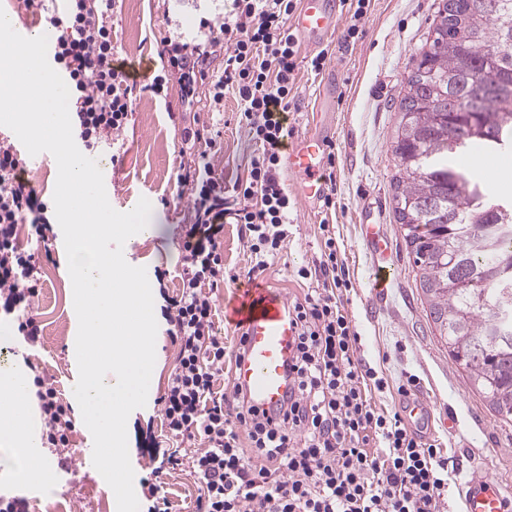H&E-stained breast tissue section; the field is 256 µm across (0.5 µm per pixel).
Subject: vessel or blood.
Masks as SVG:
<instances>
[{"label": "vessel or blood", "mask_w": 512, "mask_h": 512, "mask_svg": "<svg viewBox=\"0 0 512 512\" xmlns=\"http://www.w3.org/2000/svg\"><path fill=\"white\" fill-rule=\"evenodd\" d=\"M341 24L339 5L334 0H302L292 28L307 40L333 35ZM325 142L316 135L293 138L288 148V171L296 184L300 202L320 198ZM496 151H479L462 156L461 167L479 165L493 174L503 161ZM288 299L273 288L244 289L232 310L231 319L245 334V353L234 365V373L251 402L264 410L279 406L288 388V359L295 331L288 314ZM462 512H506V498L488 475H474L460 493Z\"/></svg>", "instance_id": "obj_1"}]
</instances>
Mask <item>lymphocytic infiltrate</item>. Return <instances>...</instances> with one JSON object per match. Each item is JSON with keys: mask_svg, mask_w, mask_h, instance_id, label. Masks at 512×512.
I'll return each mask as SVG.
<instances>
[{"mask_svg": "<svg viewBox=\"0 0 512 512\" xmlns=\"http://www.w3.org/2000/svg\"><path fill=\"white\" fill-rule=\"evenodd\" d=\"M222 22L205 19V39L195 47L166 41L171 75L182 106H193L208 86L212 107L226 93L238 97L240 116L259 146L245 178L224 196V180L208 154L179 174L190 197L192 222L181 241L182 287L161 308L178 346L177 363L156 403L176 445L163 449L160 468L189 470L202 487L198 512H439L448 491V459L424 440L400 411L378 408L371 390L387 382L358 357L360 338L343 302L349 272L338 255L336 234L321 225L324 250L315 270L290 302L296 338L288 361V396L276 411L249 405L239 386L217 391L228 360L244 341L227 349L214 331L217 292L224 285V225H240L250 253L249 274H263L288 243L294 203L280 181L281 148L289 130L298 39L289 24L296 0H231ZM32 16L60 29L54 62L69 86L72 127L86 149L115 140L133 110L136 79L112 53L106 17L116 0H67L45 15V0H23ZM224 54V68L210 73V58ZM46 240L51 208L25 178L17 154L0 141V308L28 313L19 331L37 345L42 329L30 312L39 295L32 254L18 240L19 225ZM47 440L65 451L75 429L57 403L47 377L36 378ZM193 443L190 453L181 442Z\"/></svg>", "mask_w": 512, "mask_h": 512, "instance_id": "1", "label": "lymphocytic infiltrate"}]
</instances>
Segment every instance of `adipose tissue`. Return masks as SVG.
Listing matches in <instances>:
<instances>
[{
	"label": "adipose tissue",
	"instance_id": "obj_1",
	"mask_svg": "<svg viewBox=\"0 0 512 512\" xmlns=\"http://www.w3.org/2000/svg\"><path fill=\"white\" fill-rule=\"evenodd\" d=\"M31 398V380L22 364L0 368V446L11 450L0 460V469L19 483H45L53 473L33 427Z\"/></svg>",
	"mask_w": 512,
	"mask_h": 512
}]
</instances>
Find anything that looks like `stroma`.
I'll return each instance as SVG.
<instances>
[{
	"label": "stroma",
	"mask_w": 512,
	"mask_h": 512,
	"mask_svg": "<svg viewBox=\"0 0 512 512\" xmlns=\"http://www.w3.org/2000/svg\"><path fill=\"white\" fill-rule=\"evenodd\" d=\"M441 0H372L362 35L351 38L339 28L324 46L300 40L301 61L295 75L297 106L288 113L294 133L324 131L336 146L335 209L322 202L295 204L290 241L260 280L280 289L287 297L299 295L306 280L300 268L312 269L321 259V223L334 225L336 244L350 272L347 308L361 337L360 356L382 370L388 382L375 394L379 407L400 403L397 387L409 375L418 382L414 395L430 399L433 419L427 437L438 440L448 453L451 474L445 512H462L459 487L477 471L498 481L508 506L512 507V424H501L487 403L468 386L465 377L441 349L434 326L420 301L413 263L409 260L402 231L394 212L392 177L395 173L392 137L399 120L401 88L409 75L411 56L418 52ZM227 0H119L109 18L112 48L117 62L137 74L138 92L126 129L114 144L100 145L97 154L112 168L105 183L111 206L130 211L140 198L152 205L155 225L151 236L127 252L126 261L148 271L165 270L154 285L155 305L164 295L176 294L181 283L179 251L181 225L190 223L188 197L182 196L177 177L200 153L212 154L217 174L224 179L225 196H232L234 182L245 177L247 164L257 146L239 121L238 100L226 95L222 111L212 110L208 97H201L193 111L180 106V87L169 76L163 40L175 34L185 41L199 35L202 18L222 19ZM327 48L330 55L322 71H311L307 60ZM166 78L161 93L146 91L154 76ZM200 130V140L186 142V130ZM383 225L389 256L395 272L384 295L371 288V276L384 258L369 248L362 237L361 223ZM21 225L23 246L34 252L40 270L41 293L35 311L43 329L41 346H28L18 334V317L0 311V326L12 337L0 344L5 362L24 361L31 376L52 379L61 402L73 404V387L78 378L75 341L77 316L71 305L67 258L60 226H53L49 245L28 236ZM224 266L231 278L220 290L214 316L215 331L225 345H233L238 331L224 312L248 288L246 272L249 253L239 227H224ZM156 362L147 403L134 410L127 421L128 450L135 472L134 489L140 506H147L151 488H158L170 512H196L201 488L186 471L155 473L151 457L153 440L164 429L155 403L172 372L178 347L159 324ZM454 428H447V419ZM93 450V439L84 422H77L68 449L67 465H60L53 447L45 454L54 473L51 483L23 487L0 478V494L29 501V512H50L62 502L65 512H116L117 505L99 472H85L84 460Z\"/></svg>",
	"instance_id": "obj_1"
}]
</instances>
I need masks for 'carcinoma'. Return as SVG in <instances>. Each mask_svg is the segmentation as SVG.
I'll list each match as a JSON object with an SVG mask.
<instances>
[{
    "label": "carcinoma",
    "instance_id": "obj_1",
    "mask_svg": "<svg viewBox=\"0 0 512 512\" xmlns=\"http://www.w3.org/2000/svg\"><path fill=\"white\" fill-rule=\"evenodd\" d=\"M475 99L462 90L482 70ZM392 153L395 211L422 303L448 356L503 423L512 422V204L455 164L512 144V0L438 6L402 87Z\"/></svg>",
    "mask_w": 512,
    "mask_h": 512
}]
</instances>
